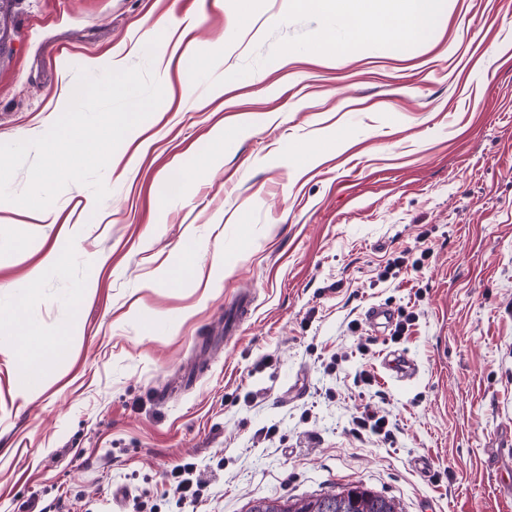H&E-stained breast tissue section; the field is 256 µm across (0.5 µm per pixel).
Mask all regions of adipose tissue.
I'll return each mask as SVG.
<instances>
[{
  "instance_id": "adipose-tissue-1",
  "label": "adipose tissue",
  "mask_w": 512,
  "mask_h": 512,
  "mask_svg": "<svg viewBox=\"0 0 512 512\" xmlns=\"http://www.w3.org/2000/svg\"><path fill=\"white\" fill-rule=\"evenodd\" d=\"M441 0H397L386 14L375 13L372 0H335V12L352 39L373 38L393 45L416 40L435 20ZM19 347L18 365L22 373L36 378L44 365L43 348L32 345V332L23 307L8 315Z\"/></svg>"
}]
</instances>
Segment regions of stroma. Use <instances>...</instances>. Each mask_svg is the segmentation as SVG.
<instances>
[{
    "label": "stroma",
    "instance_id": "1",
    "mask_svg": "<svg viewBox=\"0 0 512 512\" xmlns=\"http://www.w3.org/2000/svg\"><path fill=\"white\" fill-rule=\"evenodd\" d=\"M325 30L349 38L332 0H13L0 143L46 133L118 47L163 100L103 202L69 184L40 224L0 201V313L39 266L26 318L68 332L30 385L0 326V512H247L352 483L401 512H512V0H444L400 48L330 57ZM373 306L416 320L374 329ZM367 407L392 442L352 433ZM196 471L194 464H186L179 471L171 473L175 492L180 495V499L189 498L193 502L203 491L205 483L195 475Z\"/></svg>",
    "mask_w": 512,
    "mask_h": 512
}]
</instances>
